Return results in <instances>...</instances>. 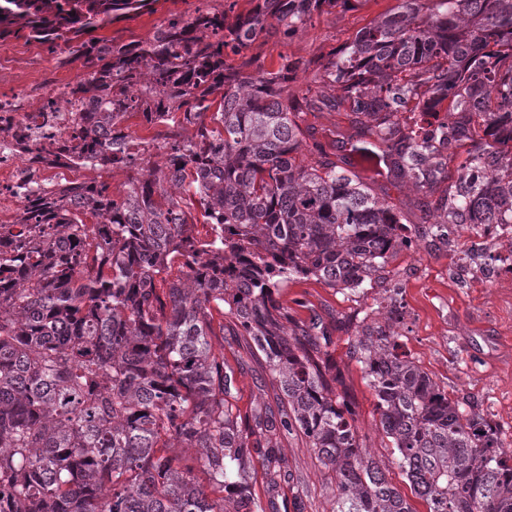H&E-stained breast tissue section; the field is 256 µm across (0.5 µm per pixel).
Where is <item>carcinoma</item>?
<instances>
[{
	"label": "carcinoma",
	"mask_w": 512,
	"mask_h": 512,
	"mask_svg": "<svg viewBox=\"0 0 512 512\" xmlns=\"http://www.w3.org/2000/svg\"><path fill=\"white\" fill-rule=\"evenodd\" d=\"M253 2L116 44L80 36L148 0H0V39L25 31L82 62L60 94L95 104L64 137L47 99L20 136L41 127L46 168L129 172L118 198L104 179L15 184L21 211L0 224V512H265L253 486L294 483L279 453L290 435L333 473L330 512H413L362 451L330 332L278 295L295 278L357 292L403 249L512 224V0H397L312 64L250 49L353 0ZM300 69L337 93H295ZM131 110L194 134L164 139L153 162L131 144ZM316 112L346 113L349 132L316 138ZM358 159L416 189L413 232ZM398 296L384 323H347L412 493L429 512H512V453L402 350ZM226 326L268 372L247 412L213 342Z\"/></svg>",
	"instance_id": "obj_1"
}]
</instances>
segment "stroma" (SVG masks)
I'll list each match as a JSON object with an SVG mask.
<instances>
[{"label":"stroma","instance_id":"35a3bbf8","mask_svg":"<svg viewBox=\"0 0 512 512\" xmlns=\"http://www.w3.org/2000/svg\"><path fill=\"white\" fill-rule=\"evenodd\" d=\"M395 4L396 0H359L355 9L322 16L314 28L268 43L265 53H283L304 61L328 54ZM195 6L196 0H150L147 8L89 32L88 38L120 44L146 42L162 24L188 18ZM81 75L80 63L60 64L48 46L23 38L0 40V95H22L27 110L39 107L46 88H65ZM482 234L479 226L461 228L451 235L447 247L431 254L399 252L388 269L402 287L408 312L406 325L398 329L404 350L466 409L488 419L499 430L505 448L512 450V276L495 283L489 274L465 269L467 248ZM385 296L380 280L355 295L297 279L289 282L279 299L296 320L316 317L329 329L333 371L356 413L367 453L379 460L389 480L408 494L414 512H427L424 501L411 496L378 427L374 396L351 359L348 335L339 326L343 316L367 308L373 309L375 320L384 321ZM280 454L292 467L297 482L294 488L280 489L273 499V512H293L296 495L303 500L305 512H329L335 483L327 470L317 466L305 440L288 437L281 443Z\"/></svg>","mask_w":512,"mask_h":512}]
</instances>
